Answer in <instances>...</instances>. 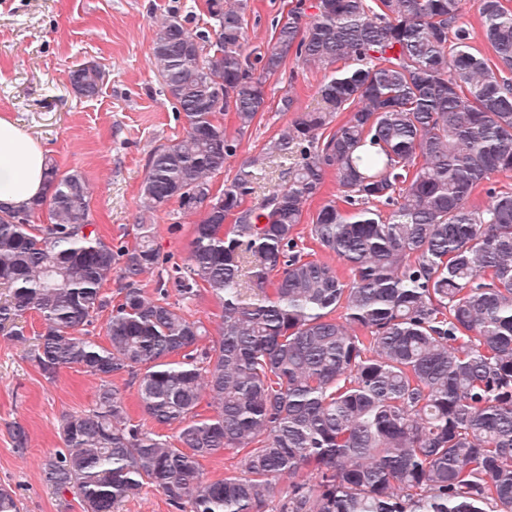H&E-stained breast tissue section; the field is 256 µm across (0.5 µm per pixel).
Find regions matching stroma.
I'll use <instances>...</instances> for the list:
<instances>
[{
	"mask_svg": "<svg viewBox=\"0 0 512 512\" xmlns=\"http://www.w3.org/2000/svg\"><path fill=\"white\" fill-rule=\"evenodd\" d=\"M289 3L247 0L250 51H266L273 24ZM173 14L190 28L205 29L206 0H0V116L39 141L61 171L86 177L91 219L106 241L133 244L134 224L148 220L154 247L169 259L140 277L138 286L149 296L166 279L169 264H183L194 222L174 203L144 216L140 200L152 153L184 133L151 62L153 26ZM83 62L104 72L92 97L76 95L68 81L70 70ZM323 79V71L288 58L268 81L267 107L253 125L239 130L233 113H225L224 131L238 149L214 175L213 190H222L289 122L278 110L280 98L291 95L303 110L317 107ZM23 326L22 341L0 332V486L15 492L20 512H82L75 492H58L44 482L43 463L62 445L63 415L91 408L99 381L72 369L46 380L27 358L41 320L31 313ZM14 421L29 433L22 454L7 430Z\"/></svg>",
	"mask_w": 512,
	"mask_h": 512,
	"instance_id": "stroma-1",
	"label": "stroma"
}]
</instances>
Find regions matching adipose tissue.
Wrapping results in <instances>:
<instances>
[{
    "label": "adipose tissue",
    "mask_w": 512,
    "mask_h": 512,
    "mask_svg": "<svg viewBox=\"0 0 512 512\" xmlns=\"http://www.w3.org/2000/svg\"><path fill=\"white\" fill-rule=\"evenodd\" d=\"M42 146L12 121L0 117V205L27 206L44 188Z\"/></svg>",
    "instance_id": "ef3b65f1"
}]
</instances>
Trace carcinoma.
<instances>
[{
  "instance_id": "1",
  "label": "carcinoma",
  "mask_w": 512,
  "mask_h": 512,
  "mask_svg": "<svg viewBox=\"0 0 512 512\" xmlns=\"http://www.w3.org/2000/svg\"><path fill=\"white\" fill-rule=\"evenodd\" d=\"M206 9L204 31L176 15L155 24L152 61L185 133L151 155L141 198L149 214L174 201L198 216L174 285L221 303L217 341L201 345L208 329L166 283L152 298L136 287L161 261L149 225L130 247L89 229L81 173L48 161L42 195L0 210V331L24 337L34 312L42 375L99 380L93 408L62 416L46 483L76 490L83 512H117L146 485L178 512H512V191L472 199L512 172V10L479 0L490 64L472 52L463 0H318L310 15L296 0L256 68L243 0ZM291 55L326 72L325 108L284 95L286 130L212 193L238 147L221 115L250 127ZM103 77L81 64L69 83L93 97ZM272 163L279 182L245 205ZM329 175L336 198L310 235L347 280L294 234ZM114 276L125 286L103 345L80 327L109 306ZM123 372L176 441L131 422L111 380ZM8 430L26 450L25 427ZM220 451L242 454L241 472L202 481L200 460ZM283 475L294 482L278 499Z\"/></svg>"
}]
</instances>
